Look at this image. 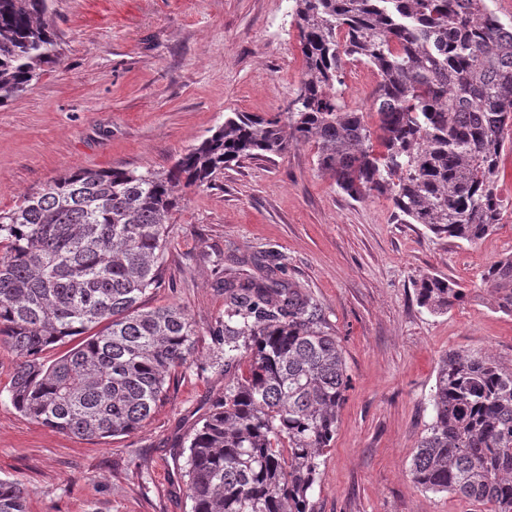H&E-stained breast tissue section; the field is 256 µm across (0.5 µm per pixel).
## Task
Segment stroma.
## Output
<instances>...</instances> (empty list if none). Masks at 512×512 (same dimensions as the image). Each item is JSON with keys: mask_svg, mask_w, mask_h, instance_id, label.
I'll use <instances>...</instances> for the list:
<instances>
[{"mask_svg": "<svg viewBox=\"0 0 512 512\" xmlns=\"http://www.w3.org/2000/svg\"><path fill=\"white\" fill-rule=\"evenodd\" d=\"M61 60L0 107V210L75 168L159 171L230 112H286L304 70L288 0H50ZM374 68L346 63L343 92L370 126ZM500 226L469 245L401 223L391 201L354 200L317 166L314 144L225 167L190 187L168 224L165 275L148 307L177 304L195 355L139 428L87 440L41 425L11 403L15 355L0 348V479L22 484L28 512H190L179 450L223 395L224 277L274 270L338 336L350 387L320 467L313 512H480L423 490L410 464L433 419L437 367L453 351L512 367V317L494 312L481 273L512 253V148L500 160ZM464 302L419 306L426 274Z\"/></svg>", "mask_w": 512, "mask_h": 512, "instance_id": "1", "label": "stroma"}]
</instances>
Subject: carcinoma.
Instances as JSON below:
<instances>
[{"mask_svg": "<svg viewBox=\"0 0 512 512\" xmlns=\"http://www.w3.org/2000/svg\"><path fill=\"white\" fill-rule=\"evenodd\" d=\"M305 69L286 119L231 112L164 172L78 168L0 211V347L17 357L8 389L23 415L85 439L124 435L150 418L196 332L177 305L143 307L162 280L168 218L183 189L228 164L313 143L318 168L359 200L391 198L407 224L476 244L500 225L499 160L512 129V22L492 0H291ZM49 0H0V106L59 64ZM380 76L373 130L344 100L345 62ZM512 316V255L481 275ZM224 367L248 375L182 448L191 512H312L309 492L336 436L350 386L337 337L308 298L266 274L224 281ZM461 286L437 275L419 304L447 312ZM88 338L46 364V350ZM434 416L411 461L422 489L512 512V368L450 352L437 369ZM0 512L26 491L0 479Z\"/></svg>", "mask_w": 512, "mask_h": 512, "instance_id": "cac0c4a2", "label": "carcinoma"}]
</instances>
